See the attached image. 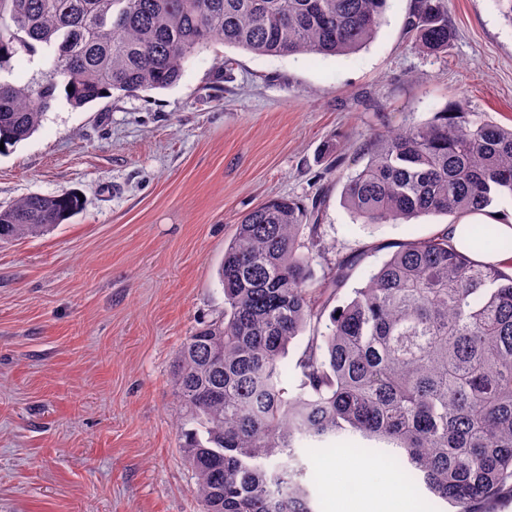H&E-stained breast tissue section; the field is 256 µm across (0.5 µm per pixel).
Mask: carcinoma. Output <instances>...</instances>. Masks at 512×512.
Instances as JSON below:
<instances>
[{"label":"carcinoma","mask_w":512,"mask_h":512,"mask_svg":"<svg viewBox=\"0 0 512 512\" xmlns=\"http://www.w3.org/2000/svg\"><path fill=\"white\" fill-rule=\"evenodd\" d=\"M387 0H0V143L35 133L63 89L82 108L113 94L167 89L221 43L263 56H341L377 35ZM407 32L448 50L447 0H411ZM51 59L25 82L13 62ZM344 184L365 224L460 218L512 198V127L467 113L374 133ZM80 207L74 193L0 205V244L37 237ZM320 205L279 197L245 213L218 269L224 312L182 343L172 370L180 449L203 512H315L296 449L346 433L395 445L390 467L452 512L512 499V273L477 264L440 233L408 240L354 297L331 300L368 257L313 263L330 249ZM512 251L493 225L476 250ZM325 330H320L323 316ZM312 327L283 385L289 345Z\"/></svg>","instance_id":"1"}]
</instances>
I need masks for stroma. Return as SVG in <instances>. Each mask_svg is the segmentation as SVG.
Segmentation results:
<instances>
[{"label": "stroma", "mask_w": 512, "mask_h": 512, "mask_svg": "<svg viewBox=\"0 0 512 512\" xmlns=\"http://www.w3.org/2000/svg\"><path fill=\"white\" fill-rule=\"evenodd\" d=\"M410 0H387L375 39L346 56H257L212 45L172 88L83 109L58 98L40 128L0 151V204L73 191L80 210L0 247V512H200L178 448L176 354L224 308L217 267L239 218L262 202L320 197L323 234L368 246L351 299L397 243L451 218L367 226L343 184L369 133L462 107L512 125V24L496 0H449L446 52L411 48ZM340 138L337 161L320 148ZM316 512H412L371 465L336 501L339 452L300 449Z\"/></svg>", "instance_id": "1"}]
</instances>
